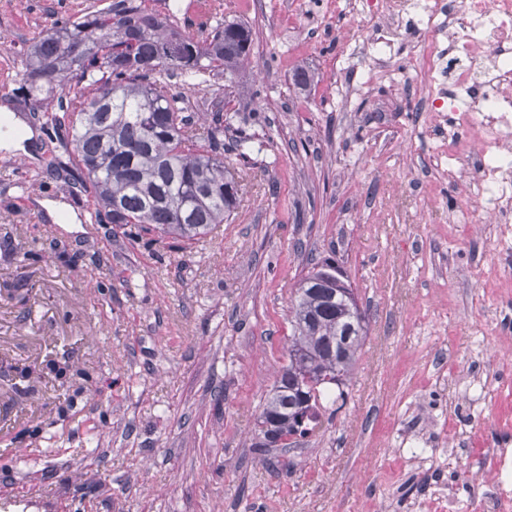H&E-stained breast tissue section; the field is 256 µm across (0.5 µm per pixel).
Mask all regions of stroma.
Listing matches in <instances>:
<instances>
[{"label": "stroma", "instance_id": "35a3bbf8", "mask_svg": "<svg viewBox=\"0 0 512 512\" xmlns=\"http://www.w3.org/2000/svg\"><path fill=\"white\" fill-rule=\"evenodd\" d=\"M92 0H0V107L37 130L33 160L0 157V491L5 512H417L431 486L465 485L473 443L512 432V234L452 224L462 199L424 123L394 103L410 75L400 41L386 76L363 86L336 64V17L287 26L288 0L222 17L248 23L254 62L234 105L260 122L238 207L204 242L148 244L44 168L57 142L11 89L25 39ZM313 74L307 90L293 69ZM76 224L53 225L43 199ZM94 231H86V224ZM27 260H20V253ZM345 271L368 335L346 406L278 469L253 450L259 406L284 363L288 306L308 261ZM68 356L72 378L16 383L14 368ZM481 367L486 392L464 398ZM74 407L59 412L65 398ZM458 423L471 441L448 444ZM39 424L34 443L14 433ZM430 435L424 468L404 433Z\"/></svg>", "mask_w": 512, "mask_h": 512}]
</instances>
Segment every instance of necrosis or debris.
<instances>
[{
	"label": "necrosis or debris",
	"mask_w": 512,
	"mask_h": 512,
	"mask_svg": "<svg viewBox=\"0 0 512 512\" xmlns=\"http://www.w3.org/2000/svg\"><path fill=\"white\" fill-rule=\"evenodd\" d=\"M371 20L351 51L378 65L394 35L415 17L410 41L436 88L411 84L405 108L433 128L440 155L454 160L464 224L512 223V0H348ZM466 492L434 486L420 512H512V448H480Z\"/></svg>",
	"instance_id": "4bbe7bcc"
}]
</instances>
